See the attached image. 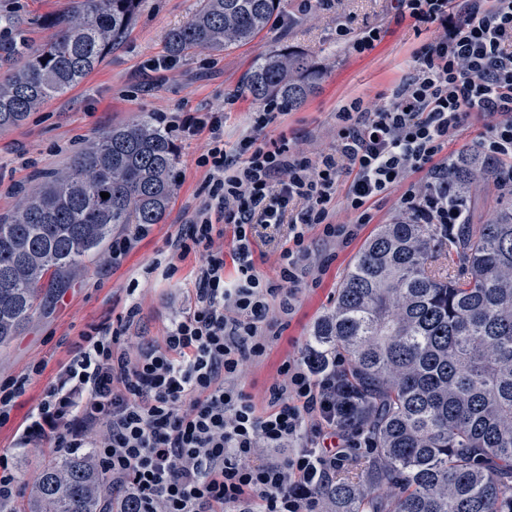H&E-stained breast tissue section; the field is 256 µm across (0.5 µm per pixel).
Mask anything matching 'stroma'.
<instances>
[{"mask_svg": "<svg viewBox=\"0 0 512 512\" xmlns=\"http://www.w3.org/2000/svg\"><path fill=\"white\" fill-rule=\"evenodd\" d=\"M197 4L198 0H143L120 45L78 86L31 112L19 126L0 130V216L12 212L34 188L36 172L65 167L98 129L147 116L179 122L220 110L226 144L254 134L268 143L298 142L310 156H319L336 143L339 108L355 97L391 95L399 81L412 74L413 53L436 35L432 29L416 31L414 20L400 14L397 0H314L309 7L301 0H281L277 24L251 43L218 53L199 50L171 57L165 34L185 23ZM68 5L69 0H0V28L12 25L23 30L32 45H41L51 35L44 18ZM344 26L355 34L374 27L380 38L373 50L359 55L352 51L350 40L339 36ZM285 46L304 53L323 69L325 78L301 107L254 133L257 104L241 95L239 87L260 54ZM207 138L204 132L174 135L180 161L163 223L151 225L120 264L88 262L70 287L56 292L18 336L0 347V375L31 376L9 421L0 426V455L10 458L19 491H26L32 474L54 451L17 447V435L58 367L71 358L80 334L90 326L116 321L137 302L141 321L132 334L154 340L187 308L197 286L199 256L192 253L171 261L168 241L189 234V216L207 193L206 170L198 163ZM399 197L394 191L373 203L372 222L362 226L350 244L337 249L321 285L298 291L287 329L268 358L241 379L244 390L262 395L284 360L304 356L314 323L333 308L336 287L355 256L378 225L398 216ZM287 235V226L257 225L253 261L265 276L277 277ZM41 360L47 364L45 371L31 375V367Z\"/></svg>", "mask_w": 512, "mask_h": 512, "instance_id": "stroma-1", "label": "stroma"}]
</instances>
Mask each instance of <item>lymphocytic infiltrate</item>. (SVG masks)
<instances>
[{
	"mask_svg": "<svg viewBox=\"0 0 512 512\" xmlns=\"http://www.w3.org/2000/svg\"><path fill=\"white\" fill-rule=\"evenodd\" d=\"M401 13L432 25L436 37L413 54V73L390 100L354 98L336 114V147L312 158L255 134L282 115L263 102L254 135L224 145V115L171 124L207 132V199L189 236L169 242L172 258L201 256L188 309L161 339L137 345L131 305L116 324L83 333L60 367L18 447L64 455L93 449L113 484L135 494V512H323L321 491L361 445V432L338 423L335 372L314 374L287 359L262 397L239 387L248 364L266 358L310 275L307 233L349 244L371 223V203L401 189L399 212L420 224H464L466 200H449L444 151L473 113L488 121L482 149L512 160V0H398ZM423 172L421 183H409ZM348 180L339 191L340 180ZM354 217L345 224L337 209ZM288 226L279 274L252 259L255 225ZM233 228L231 252L217 246ZM233 275H226V265ZM281 455L264 459L265 451Z\"/></svg>",
	"mask_w": 512,
	"mask_h": 512,
	"instance_id": "1",
	"label": "lymphocytic infiltrate"
}]
</instances>
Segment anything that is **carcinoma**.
Instances as JSON below:
<instances>
[{
  "instance_id": "cac0c4a2",
  "label": "carcinoma",
  "mask_w": 512,
  "mask_h": 512,
  "mask_svg": "<svg viewBox=\"0 0 512 512\" xmlns=\"http://www.w3.org/2000/svg\"><path fill=\"white\" fill-rule=\"evenodd\" d=\"M141 0H70L44 20L38 47L0 38V55L22 63L0 75V129L21 124L45 100L68 93L125 36ZM278 0H201L166 34L169 53L225 50L272 24ZM303 54H260L241 92L292 110L321 84ZM178 151L151 119L98 130L0 219V345L85 260L103 256L115 227L159 224L175 186ZM502 171L480 150L448 169L451 193ZM107 192L104 199L100 193ZM340 372L353 423L372 443L356 477L322 490L331 512H512V206L485 223L379 226L341 281L336 304L314 325L304 355L316 373ZM133 498L92 453L50 460L28 485L25 512H132Z\"/></svg>"
}]
</instances>
